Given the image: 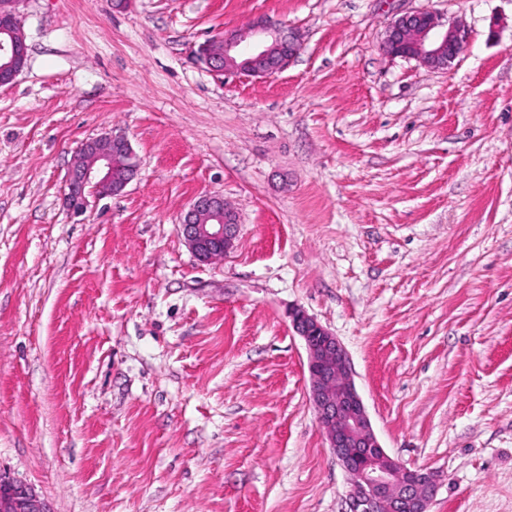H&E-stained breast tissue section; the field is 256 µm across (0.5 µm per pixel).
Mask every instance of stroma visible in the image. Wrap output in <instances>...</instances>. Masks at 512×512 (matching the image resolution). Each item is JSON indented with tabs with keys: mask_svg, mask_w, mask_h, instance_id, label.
Returning a JSON list of instances; mask_svg holds the SVG:
<instances>
[{
	"mask_svg": "<svg viewBox=\"0 0 512 512\" xmlns=\"http://www.w3.org/2000/svg\"><path fill=\"white\" fill-rule=\"evenodd\" d=\"M426 8L445 69L387 55ZM0 87V472L51 512H345L300 308L346 348L427 512H512V0H20ZM267 16L284 72L217 76L204 40ZM124 134L118 196L63 203L74 150ZM238 216L200 263L180 219ZM18 1H0V86L13 83L27 64L26 38L14 7ZM466 43L464 27L454 21L445 23L435 12L420 9L389 24L383 50L391 56L417 59L430 68H447ZM237 215L222 196L203 194L191 202L181 220L185 242L202 263L220 260L236 239Z\"/></svg>",
	"mask_w": 512,
	"mask_h": 512,
	"instance_id": "35a3bbf8",
	"label": "stroma"
}]
</instances>
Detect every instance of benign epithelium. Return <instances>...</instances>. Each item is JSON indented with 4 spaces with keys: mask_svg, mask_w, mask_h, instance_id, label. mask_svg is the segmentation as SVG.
<instances>
[{
    "mask_svg": "<svg viewBox=\"0 0 512 512\" xmlns=\"http://www.w3.org/2000/svg\"><path fill=\"white\" fill-rule=\"evenodd\" d=\"M0 0V86L15 81L27 64L28 47L14 4ZM220 43L223 49H214ZM461 25L428 9L391 22L383 50L413 58L430 68H446L464 50ZM302 48L300 35L268 18L244 30H226L200 44L196 62L212 73L266 78L288 69ZM137 172L136 155L121 134H105L81 142L66 178L64 203L82 213L89 199L121 194ZM237 215L224 198L203 194L191 202L181 220L185 242L202 263L220 260L236 239ZM294 331L308 354L309 398L336 462L349 475L347 512H426L437 492L432 471L409 469L380 444L359 394L349 354L343 344L302 309L291 313ZM0 512H50L22 481L0 472Z\"/></svg>",
    "mask_w": 512,
    "mask_h": 512,
    "instance_id": "benign-epithelium-1",
    "label": "benign epithelium"
}]
</instances>
